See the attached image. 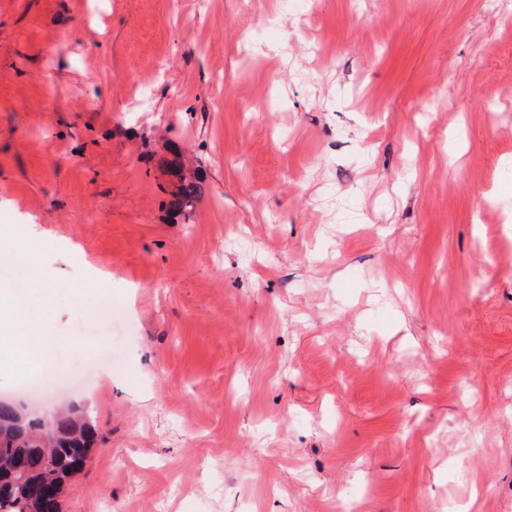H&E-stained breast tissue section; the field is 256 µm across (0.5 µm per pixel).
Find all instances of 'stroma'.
Returning a JSON list of instances; mask_svg holds the SVG:
<instances>
[{
    "label": "stroma",
    "instance_id": "stroma-1",
    "mask_svg": "<svg viewBox=\"0 0 512 512\" xmlns=\"http://www.w3.org/2000/svg\"><path fill=\"white\" fill-rule=\"evenodd\" d=\"M20 282L60 512H512V0H0Z\"/></svg>",
    "mask_w": 512,
    "mask_h": 512
}]
</instances>
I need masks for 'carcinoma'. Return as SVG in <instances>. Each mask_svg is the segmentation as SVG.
Segmentation results:
<instances>
[{
    "label": "carcinoma",
    "instance_id": "1",
    "mask_svg": "<svg viewBox=\"0 0 512 512\" xmlns=\"http://www.w3.org/2000/svg\"><path fill=\"white\" fill-rule=\"evenodd\" d=\"M199 192V183L189 185L173 208L190 207ZM10 419L0 402V512H60L65 481L83 469L97 442L96 421L76 409L58 413L48 430Z\"/></svg>",
    "mask_w": 512,
    "mask_h": 512
}]
</instances>
